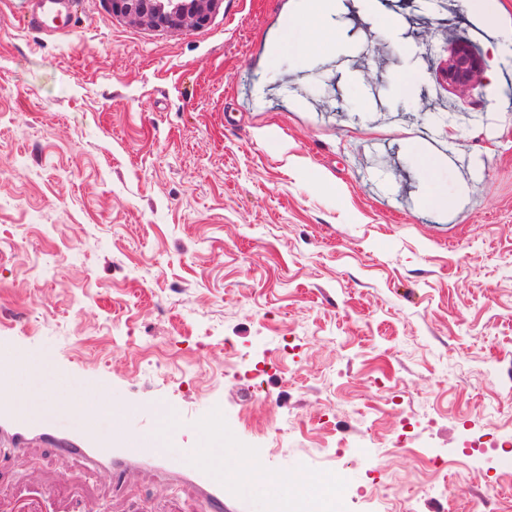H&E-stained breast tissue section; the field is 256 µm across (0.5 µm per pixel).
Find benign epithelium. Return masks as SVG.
<instances>
[{
	"instance_id": "7a95c632",
	"label": "benign epithelium",
	"mask_w": 512,
	"mask_h": 512,
	"mask_svg": "<svg viewBox=\"0 0 512 512\" xmlns=\"http://www.w3.org/2000/svg\"><path fill=\"white\" fill-rule=\"evenodd\" d=\"M112 15L130 17L153 30L202 28L219 11L222 0H106ZM484 70L483 58L464 40L453 43L441 72L448 87L472 90Z\"/></svg>"
}]
</instances>
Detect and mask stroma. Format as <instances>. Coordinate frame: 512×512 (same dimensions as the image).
<instances>
[{
  "label": "stroma",
  "mask_w": 512,
  "mask_h": 512,
  "mask_svg": "<svg viewBox=\"0 0 512 512\" xmlns=\"http://www.w3.org/2000/svg\"><path fill=\"white\" fill-rule=\"evenodd\" d=\"M304 3L230 0L206 28L155 31L84 0L50 38L0 0V236L40 252H0V344L182 416L220 402L234 446L267 449L260 475L342 512H381L372 474L437 512L426 452L454 460L463 512H496L479 477L501 453L462 452L512 434V0L492 29L459 0H338L331 57L268 51ZM459 39L496 73L470 92L439 74ZM404 73L421 82L401 98ZM414 138L446 158L454 208L424 210ZM285 336L255 401L224 340L251 364ZM99 504L202 512L193 478L148 461L117 485L49 445L0 466V512Z\"/></svg>",
  "instance_id": "35a3bbf8"
}]
</instances>
